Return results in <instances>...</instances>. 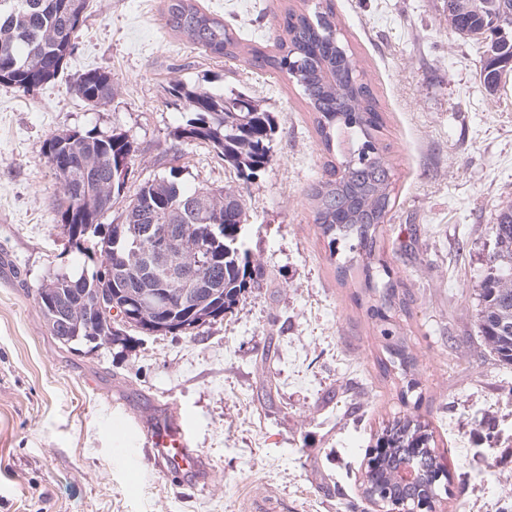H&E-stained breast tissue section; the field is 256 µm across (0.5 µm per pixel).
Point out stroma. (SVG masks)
<instances>
[{"mask_svg": "<svg viewBox=\"0 0 512 512\" xmlns=\"http://www.w3.org/2000/svg\"><path fill=\"white\" fill-rule=\"evenodd\" d=\"M198 3L270 52L301 0ZM331 4L382 111L396 202L381 244L412 296L395 321L417 357L416 386L403 395L384 378V340L315 233L308 193L327 154L298 89L173 36L162 0H91L55 80L30 93L0 85V512H368L365 451L404 414L428 421L447 457L436 512H512V366L481 346L476 296L489 226L512 201V71L486 90L483 49L451 30L444 0ZM94 68L116 85L98 109L72 85ZM174 79L273 112L269 167L245 182L208 145L176 146L188 113L168 93ZM67 129L121 132L138 148L108 220L174 164L189 185L238 186L260 287L196 336L137 331L126 349L58 342L38 284L101 262L95 237L77 251L56 222L44 144ZM171 405L207 459L196 487L150 467L132 478L113 455L116 410L154 428Z\"/></svg>", "mask_w": 512, "mask_h": 512, "instance_id": "35a3bbf8", "label": "stroma"}]
</instances>
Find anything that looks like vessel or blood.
<instances>
[{"instance_id": "obj_1", "label": "vessel or blood", "mask_w": 512, "mask_h": 512, "mask_svg": "<svg viewBox=\"0 0 512 512\" xmlns=\"http://www.w3.org/2000/svg\"><path fill=\"white\" fill-rule=\"evenodd\" d=\"M112 426L121 438L116 453L130 472L137 473L143 467L151 466L165 475L190 477L197 485L205 481L206 460L197 449L192 448L188 424L159 428L148 435V445L144 448L130 447L128 439L134 428L125 413H118Z\"/></svg>"}]
</instances>
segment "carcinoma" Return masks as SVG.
I'll return each mask as SVG.
<instances>
[{"instance_id": "obj_1", "label": "carcinoma", "mask_w": 512, "mask_h": 512, "mask_svg": "<svg viewBox=\"0 0 512 512\" xmlns=\"http://www.w3.org/2000/svg\"><path fill=\"white\" fill-rule=\"evenodd\" d=\"M512 0H448V24L460 36L481 39L487 47L483 82L493 90L505 68L512 65V14L502 9ZM88 0H0V84L25 93L56 79L74 49ZM165 27L195 48L218 58L244 56L251 67H269L296 86L311 112L324 149L325 177L308 193L314 223L327 240L331 254L344 260L337 265L341 280L348 279L359 262L368 291L382 289L381 304L368 308L381 323L388 358L384 375L394 369L406 375L415 358L407 337L391 323L392 313L408 310L410 295L403 283L390 276L380 251V227L395 204L393 171L379 140L383 118L368 83L357 74L347 41L337 29L331 6L285 11L278 52L246 48L224 20L201 9L196 0H166ZM115 83L109 72L91 69L77 76L74 91L93 109L112 100ZM169 94L184 104L191 117L176 128L175 140L211 147L237 176L255 177L271 162L274 133L272 113L243 94H213L196 83L175 80ZM134 142L122 133L64 130L46 140L44 153L65 205L58 222L76 249L81 240L101 228L100 267L78 277L55 272L42 280L35 300L48 331L61 344L97 341L128 346L126 330L96 317L83 303L69 296L80 282L90 293H122L131 299L136 326L156 335L191 336L224 316L251 289L260 287V263L246 248L247 214L237 187L186 186L179 172L142 182L121 214L119 224L102 225L124 192L112 163L122 156L132 160ZM195 208L203 222L188 219ZM222 225L218 243L201 248L211 222ZM168 224L175 246L169 259L151 256L145 246L112 257L108 242L128 224ZM493 245L485 259L478 288V329L482 342L499 361L512 365V204L501 207L490 226ZM172 304L164 303L165 296ZM375 447L384 449L373 467H366L363 483L376 499H397L413 507L418 499H442L437 476L444 456L435 451L429 425L408 415L397 416L377 434ZM419 452L428 483L418 490L392 482L394 471L413 452Z\"/></svg>"}]
</instances>
